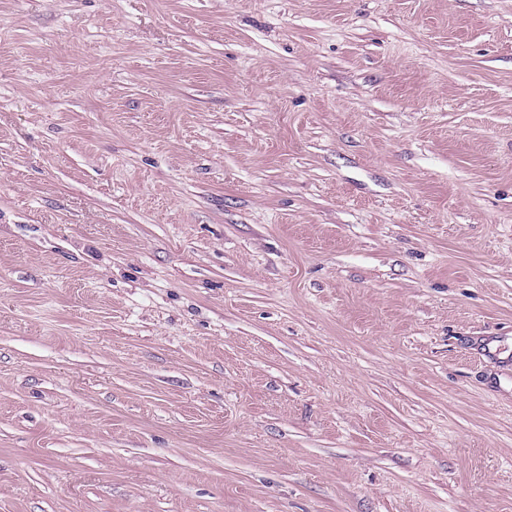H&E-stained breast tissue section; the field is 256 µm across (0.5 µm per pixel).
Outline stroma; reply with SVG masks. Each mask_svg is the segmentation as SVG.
I'll return each instance as SVG.
<instances>
[{
  "mask_svg": "<svg viewBox=\"0 0 512 512\" xmlns=\"http://www.w3.org/2000/svg\"><path fill=\"white\" fill-rule=\"evenodd\" d=\"M0 512H512V0H0Z\"/></svg>",
  "mask_w": 512,
  "mask_h": 512,
  "instance_id": "stroma-1",
  "label": "stroma"
}]
</instances>
